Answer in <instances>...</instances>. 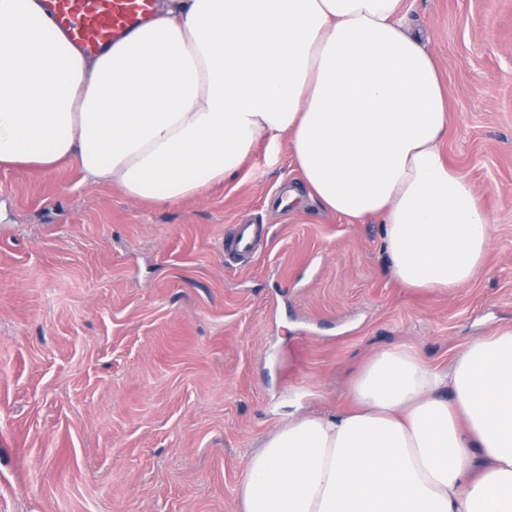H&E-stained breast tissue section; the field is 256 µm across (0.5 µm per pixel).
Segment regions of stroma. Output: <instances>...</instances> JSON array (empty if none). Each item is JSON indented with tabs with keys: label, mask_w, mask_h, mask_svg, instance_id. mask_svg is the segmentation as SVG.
<instances>
[{
	"label": "stroma",
	"mask_w": 512,
	"mask_h": 512,
	"mask_svg": "<svg viewBox=\"0 0 512 512\" xmlns=\"http://www.w3.org/2000/svg\"><path fill=\"white\" fill-rule=\"evenodd\" d=\"M407 3L451 107L441 153L494 221L476 278L403 287L379 219L273 208L299 180L284 144L175 203L0 169V512H236L250 454L289 413L350 408L373 354L445 370L512 326V0ZM240 224L266 231L243 261Z\"/></svg>",
	"instance_id": "stroma-1"
}]
</instances>
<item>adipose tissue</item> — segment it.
Masks as SVG:
<instances>
[{
    "mask_svg": "<svg viewBox=\"0 0 512 512\" xmlns=\"http://www.w3.org/2000/svg\"><path fill=\"white\" fill-rule=\"evenodd\" d=\"M450 108L403 0H159L84 56L40 0H0V168L77 165L176 202L286 141L329 213L383 224L407 288L471 282L493 220L442 157ZM353 408L289 418L248 461L237 512H512V327L449 369L405 346L351 381Z\"/></svg>",
    "mask_w": 512,
    "mask_h": 512,
    "instance_id": "ef3b65f1",
    "label": "adipose tissue"
}]
</instances>
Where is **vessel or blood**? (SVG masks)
Listing matches in <instances>:
<instances>
[{"mask_svg":"<svg viewBox=\"0 0 512 512\" xmlns=\"http://www.w3.org/2000/svg\"><path fill=\"white\" fill-rule=\"evenodd\" d=\"M56 25L86 54L97 55L148 21L156 0H45ZM260 224L240 225L224 241L227 254L251 252L262 237Z\"/></svg>","mask_w":512,"mask_h":512,"instance_id":"obj_1","label":"vessel or blood"}]
</instances>
